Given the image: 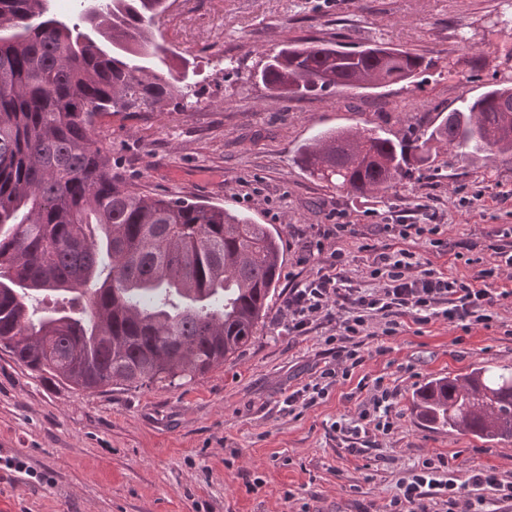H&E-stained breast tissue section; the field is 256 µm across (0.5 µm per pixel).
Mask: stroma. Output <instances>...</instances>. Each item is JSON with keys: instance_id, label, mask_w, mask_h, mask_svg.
<instances>
[{"instance_id": "obj_1", "label": "stroma", "mask_w": 512, "mask_h": 512, "mask_svg": "<svg viewBox=\"0 0 512 512\" xmlns=\"http://www.w3.org/2000/svg\"><path fill=\"white\" fill-rule=\"evenodd\" d=\"M157 26L189 62L192 98L162 112L104 117L112 170L144 191L218 204L280 229L270 310L238 357L175 388L88 394L0 352V457H21L31 469H0V499L17 512H381L396 481L434 454L456 468L512 476V440L428 429L411 412L430 378L512 369V308L468 332L403 318L397 335L370 339L353 379L292 411L288 394L333 358L331 330L291 336L277 325L293 280L322 265L301 263L299 233L340 217L355 227L345 246L360 282L364 247L378 242L370 227L385 216L433 218L445 238L472 242L474 256L491 261L496 230L512 225V156L444 149L430 169L360 196L311 177L297 155L315 134L340 126L406 141L464 97L512 84V0H187ZM297 39L380 44L438 65L413 83L354 95L272 97L256 73L267 54ZM464 196L471 206H460ZM379 376L399 388L398 427L381 447L347 455L331 425L355 413L358 379ZM257 479L261 487L250 490Z\"/></svg>"}]
</instances>
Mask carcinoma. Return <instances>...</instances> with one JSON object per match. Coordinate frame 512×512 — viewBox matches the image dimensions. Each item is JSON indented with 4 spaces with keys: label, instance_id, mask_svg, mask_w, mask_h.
I'll use <instances>...</instances> for the list:
<instances>
[{
    "label": "carcinoma",
    "instance_id": "1",
    "mask_svg": "<svg viewBox=\"0 0 512 512\" xmlns=\"http://www.w3.org/2000/svg\"><path fill=\"white\" fill-rule=\"evenodd\" d=\"M52 0H0V351L83 392L176 387L235 358L268 314L282 234L222 206L145 193L112 174L96 125L162 112L189 67L154 31L167 0H102L69 24ZM435 62L382 45L288 44L258 72L278 97L411 83ZM512 153V84L466 97L402 143L323 131L301 167L358 195L432 167L440 150ZM66 304L41 312L40 295ZM412 410L430 429L512 439V371L431 378Z\"/></svg>",
    "mask_w": 512,
    "mask_h": 512
}]
</instances>
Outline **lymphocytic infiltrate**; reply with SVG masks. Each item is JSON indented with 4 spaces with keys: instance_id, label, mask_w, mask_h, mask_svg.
<instances>
[{
    "instance_id": "f902f5d3",
    "label": "lymphocytic infiltrate",
    "mask_w": 512,
    "mask_h": 512,
    "mask_svg": "<svg viewBox=\"0 0 512 512\" xmlns=\"http://www.w3.org/2000/svg\"><path fill=\"white\" fill-rule=\"evenodd\" d=\"M375 231L383 243L370 249L365 285L350 277V254L341 246L344 238L354 235L353 225H319L316 235L302 244L306 258L325 253L329 262L292 284L280 322L292 336L308 335L312 327L324 323L333 325L336 354L314 382L289 394L288 406H314L339 381L352 379L365 360L367 340L378 332L396 335L400 317H411L418 324L442 320L467 331L475 325H490L496 307L512 298V289L501 286L502 280H512V227L499 230L494 260L486 265H475L464 254L465 242H458L452 254L473 267L468 277L423 267L416 252L407 249V242L427 237L440 252H450L448 240L439 236L440 225L384 223L376 225ZM357 387L369 392L357 415L332 425L340 447L355 457L394 433L399 394L381 377L370 384L358 381ZM474 491H487L497 501L512 503V478L493 467L471 469L462 476L439 454L411 468L383 512H477L470 498Z\"/></svg>"
}]
</instances>
